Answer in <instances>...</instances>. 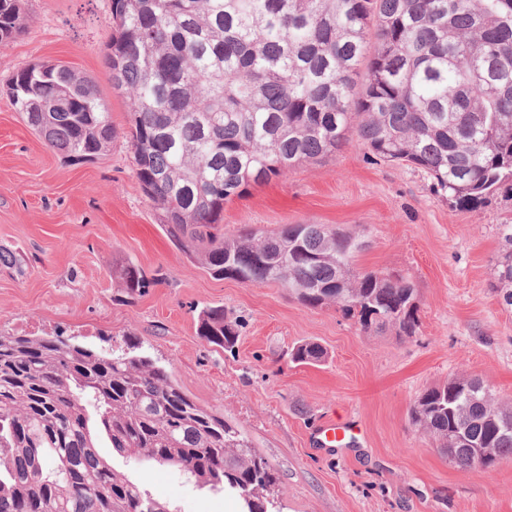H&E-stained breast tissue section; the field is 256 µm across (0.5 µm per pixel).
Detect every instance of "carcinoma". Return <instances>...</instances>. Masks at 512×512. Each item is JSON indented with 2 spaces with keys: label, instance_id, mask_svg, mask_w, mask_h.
I'll return each instance as SVG.
<instances>
[{
  "label": "carcinoma",
  "instance_id": "carcinoma-1",
  "mask_svg": "<svg viewBox=\"0 0 512 512\" xmlns=\"http://www.w3.org/2000/svg\"><path fill=\"white\" fill-rule=\"evenodd\" d=\"M22 0H0V45L22 31ZM106 63L128 100L134 175L167 236L216 277L278 284L306 307L332 304L366 334L419 333L408 280L357 272L364 233L321 224L224 233V206L352 136L378 161L424 170L455 205L512 186V0H110ZM12 106L69 159L118 137L95 83L33 64L9 85ZM132 297L156 285L112 262ZM495 287L512 306V251ZM199 335L226 352L237 321L199 314ZM60 336L0 333V512H177L98 450L174 467L242 512H280L279 474L240 431L199 407L150 357ZM324 348L292 354L313 364ZM463 470L512 457V402L478 379L450 378L411 409ZM480 455H475L474 449Z\"/></svg>",
  "mask_w": 512,
  "mask_h": 512
}]
</instances>
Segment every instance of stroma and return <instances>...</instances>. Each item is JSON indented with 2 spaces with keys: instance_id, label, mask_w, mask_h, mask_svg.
I'll use <instances>...</instances> for the list:
<instances>
[{
  "instance_id": "35a3bbf8",
  "label": "stroma",
  "mask_w": 512,
  "mask_h": 512,
  "mask_svg": "<svg viewBox=\"0 0 512 512\" xmlns=\"http://www.w3.org/2000/svg\"><path fill=\"white\" fill-rule=\"evenodd\" d=\"M26 27L0 46V248L21 253L23 272L0 266V330L56 333L99 347L134 335L143 351L201 407L222 416L280 475L283 512H512V458L493 471L461 470L413 425L428 387L477 378L512 398V306L493 288L512 219L499 191L476 208L455 206L421 169L373 161L357 142L256 185L224 208L228 232L313 222L366 229L362 271L413 282L420 333L367 335L335 307L309 308L275 284L211 276L178 249L133 173L127 106L105 62L109 0H25ZM36 62L93 80L119 132L102 154L66 161L11 106L6 84ZM133 260L159 284L120 300L112 262ZM241 322L235 353L198 334L203 308ZM319 343L323 362L292 361ZM355 420L358 439L321 448L315 431ZM177 512H237L174 468L114 456Z\"/></svg>"
}]
</instances>
